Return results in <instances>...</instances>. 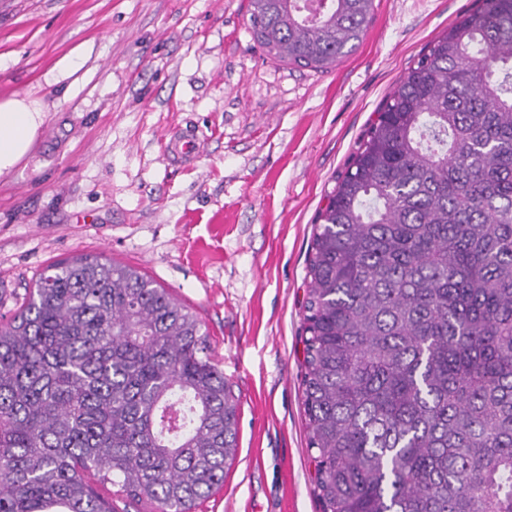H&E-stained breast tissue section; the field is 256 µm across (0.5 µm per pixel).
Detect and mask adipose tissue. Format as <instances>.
I'll list each match as a JSON object with an SVG mask.
<instances>
[{"label": "adipose tissue", "instance_id": "adipose-tissue-1", "mask_svg": "<svg viewBox=\"0 0 512 512\" xmlns=\"http://www.w3.org/2000/svg\"><path fill=\"white\" fill-rule=\"evenodd\" d=\"M44 121L39 101L16 95L0 99V175L29 153Z\"/></svg>", "mask_w": 512, "mask_h": 512}]
</instances>
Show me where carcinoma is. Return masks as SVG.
<instances>
[{
    "instance_id": "cac0c4a2",
    "label": "carcinoma",
    "mask_w": 512,
    "mask_h": 512,
    "mask_svg": "<svg viewBox=\"0 0 512 512\" xmlns=\"http://www.w3.org/2000/svg\"><path fill=\"white\" fill-rule=\"evenodd\" d=\"M373 0H248L265 52L315 71ZM302 404L323 512H512V0L435 37L314 225ZM202 324L97 255L0 324V512H159L224 483L238 404ZM99 490L105 496L109 494L108 490H112V506H115L117 512H156L153 511L155 508L149 502L118 499L117 496H114V493L118 490L117 485L112 486L110 483H106L104 487L99 485Z\"/></svg>"
}]
</instances>
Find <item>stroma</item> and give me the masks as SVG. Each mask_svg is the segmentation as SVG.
Instances as JSON below:
<instances>
[{"label":"stroma","instance_id":"35a3bbf8","mask_svg":"<svg viewBox=\"0 0 512 512\" xmlns=\"http://www.w3.org/2000/svg\"><path fill=\"white\" fill-rule=\"evenodd\" d=\"M476 4L374 0L358 49L318 72L266 55L247 0H0V98L46 112L0 176V321L85 254L187 306L238 402L236 457L195 512H322L301 392L313 225L407 69ZM185 131L201 152L177 161Z\"/></svg>","mask_w":512,"mask_h":512}]
</instances>
